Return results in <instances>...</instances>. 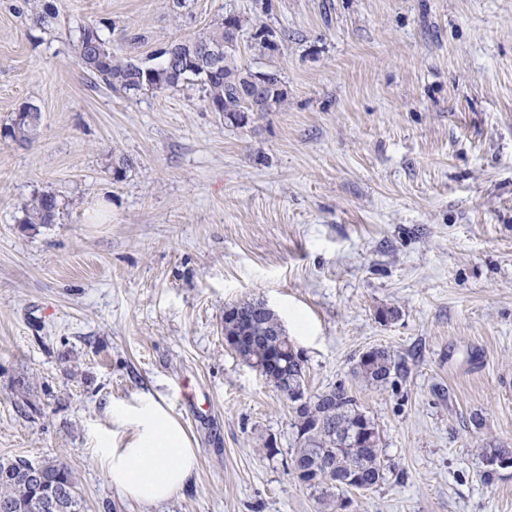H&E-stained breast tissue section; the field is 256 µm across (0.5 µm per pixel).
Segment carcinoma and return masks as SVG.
Segmentation results:
<instances>
[{"label":"carcinoma","instance_id":"obj_1","mask_svg":"<svg viewBox=\"0 0 512 512\" xmlns=\"http://www.w3.org/2000/svg\"><path fill=\"white\" fill-rule=\"evenodd\" d=\"M250 20L236 14H227L212 28L194 38L175 40L181 58L168 62L165 50L159 49L153 57L156 64L121 59L112 51L111 39L105 33L107 26L84 24L76 33L78 58L97 81L107 88L135 97L145 90L176 91L194 82L201 87L204 106L212 112L224 114V119L245 126L254 114L274 111L287 95L278 74L265 72L263 93L245 98L241 89L253 85L258 72L237 60L232 33L243 32ZM286 33H277L267 25H260L252 33L253 48L262 54L276 50ZM41 123V110L32 103L22 104L9 123L0 127V139L30 142ZM57 211L56 198L43 195L24 208L23 224H52ZM224 329L229 341L240 335L254 338L243 361L255 369L276 355L282 361L281 373L274 388L281 396L293 387L303 385L305 361L301 352L280 327L276 314H268L256 300L241 301L225 313ZM398 364L385 348H374L368 356H359L352 375L370 389L389 382ZM316 404L289 410L294 448L290 457V472L302 470L298 483L319 493V498L336 512H346L345 481L350 480L372 489L385 479L386 464L380 442L378 425L369 417L355 394L343 386L314 395ZM509 454L512 448L491 445L480 449L485 466L484 477L489 478L498 468L493 462ZM37 465L55 489L54 496L44 497L29 478V469ZM13 506V512H82V498L72 471L63 463L25 459L0 458V503Z\"/></svg>","mask_w":512,"mask_h":512}]
</instances>
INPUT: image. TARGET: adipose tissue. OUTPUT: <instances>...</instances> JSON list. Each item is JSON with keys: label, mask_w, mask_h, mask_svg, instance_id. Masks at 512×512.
Returning <instances> with one entry per match:
<instances>
[{"label": "adipose tissue", "mask_w": 512, "mask_h": 512, "mask_svg": "<svg viewBox=\"0 0 512 512\" xmlns=\"http://www.w3.org/2000/svg\"><path fill=\"white\" fill-rule=\"evenodd\" d=\"M114 427L100 440V459L112 486L124 497L156 503L182 492L197 465L179 423L154 395L112 410Z\"/></svg>", "instance_id": "1"}]
</instances>
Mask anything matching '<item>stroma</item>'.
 I'll return each instance as SVG.
<instances>
[{
    "instance_id": "stroma-1",
    "label": "stroma",
    "mask_w": 512,
    "mask_h": 512,
    "mask_svg": "<svg viewBox=\"0 0 512 512\" xmlns=\"http://www.w3.org/2000/svg\"><path fill=\"white\" fill-rule=\"evenodd\" d=\"M271 3L55 0L37 26L0 0V125L42 113L33 142L0 141V458L65 463L83 512H330L289 471L287 401L224 343L225 307L253 299L307 393L345 386L379 427L386 478L353 512H512V470L479 456L512 447V0ZM229 12L288 34L238 45L287 91L244 126L195 84L93 85L76 55L92 21L141 60ZM41 195L55 222L23 223ZM373 347L400 370L367 390ZM145 393L198 450L156 505L115 492L97 451L109 408ZM489 448H480L479 455L481 457L482 463L485 466V470L483 475L485 478H490L493 473H497L499 469H508L512 468V448H506L504 445H489ZM509 454L511 456H504ZM501 457V458H500ZM500 458V459H499ZM495 466L492 463L496 460Z\"/></svg>"
}]
</instances>
